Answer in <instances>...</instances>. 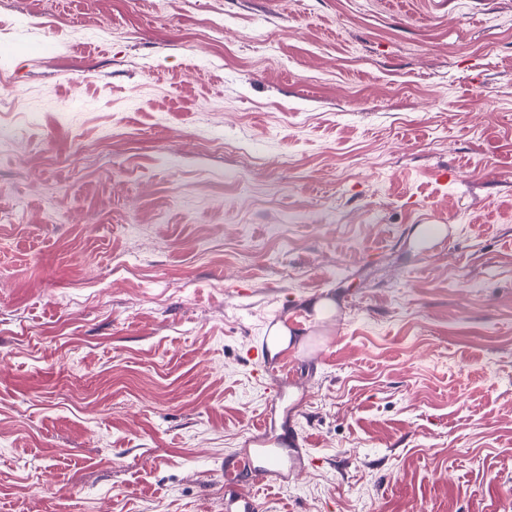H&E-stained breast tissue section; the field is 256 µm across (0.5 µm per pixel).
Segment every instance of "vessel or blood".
Segmentation results:
<instances>
[{
    "mask_svg": "<svg viewBox=\"0 0 512 512\" xmlns=\"http://www.w3.org/2000/svg\"><path fill=\"white\" fill-rule=\"evenodd\" d=\"M280 327L277 322H270L266 333L262 336L258 346L254 347L250 356L256 362L254 377L259 383H266L268 378V368L263 360L265 351L268 349L270 340L277 338ZM282 388L273 390L270 395L272 403L263 414L254 434L247 438L245 445L246 452L240 453L229 459L224 464V481L233 483L237 481H247L255 485L263 484L269 480H277L282 483H292L296 476L305 469L306 462L304 457L297 453L292 456H283L278 454L277 449L282 443H290L292 447H303L305 440L299 434L284 436L279 433L276 427L275 403L283 401L285 394L283 387L292 383L291 373H283Z\"/></svg>",
    "mask_w": 512,
    "mask_h": 512,
    "instance_id": "vessel-or-blood-1",
    "label": "vessel or blood"
}]
</instances>
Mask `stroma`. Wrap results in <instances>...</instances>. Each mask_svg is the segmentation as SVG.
<instances>
[{"label": "stroma", "instance_id": "1", "mask_svg": "<svg viewBox=\"0 0 512 512\" xmlns=\"http://www.w3.org/2000/svg\"><path fill=\"white\" fill-rule=\"evenodd\" d=\"M295 313L239 494L512 512V0H0V512H224ZM276 320L277 318H274L270 322V324L267 327L265 336L261 337L259 345L254 347L249 353V356L256 361L254 377L256 381H258L261 384H267L266 381L268 378V367L266 366V363L263 361L264 352L267 351V349H269V354L272 357L280 350L287 347L290 340L289 332H286L285 334L281 333V337L279 340L268 345L270 340H273L278 337V334L281 329V326L278 325V321ZM283 386L270 394V406L260 419V423L245 441V448H252L245 453H239L224 462V482L231 484L237 481H247L255 485L269 480L279 483H292L296 476L306 468L304 457L299 455L283 456L269 448H282L285 440L283 433H278L276 427L277 403L284 400Z\"/></svg>", "mask_w": 512, "mask_h": 512}]
</instances>
